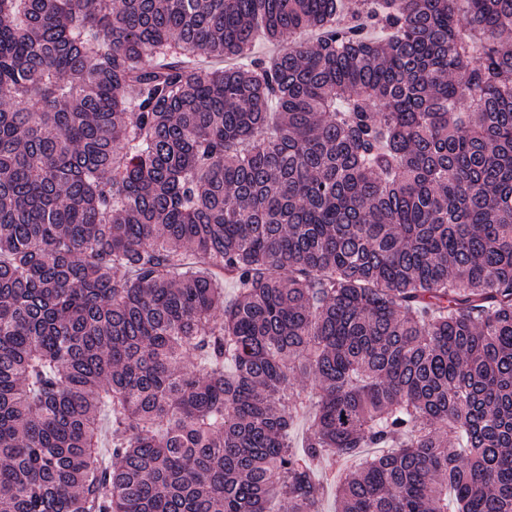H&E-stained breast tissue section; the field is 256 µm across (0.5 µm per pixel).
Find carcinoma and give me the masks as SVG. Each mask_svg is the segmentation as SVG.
Instances as JSON below:
<instances>
[{"mask_svg":"<svg viewBox=\"0 0 512 512\" xmlns=\"http://www.w3.org/2000/svg\"><path fill=\"white\" fill-rule=\"evenodd\" d=\"M362 448L340 512H512V0H0V512Z\"/></svg>","mask_w":512,"mask_h":512,"instance_id":"cac0c4a2","label":"carcinoma"}]
</instances>
